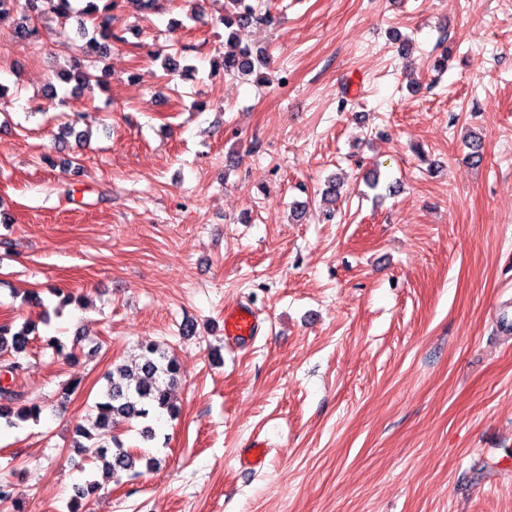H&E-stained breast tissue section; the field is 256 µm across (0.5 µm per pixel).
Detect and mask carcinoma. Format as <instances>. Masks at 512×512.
Returning <instances> with one entry per match:
<instances>
[{"label": "carcinoma", "mask_w": 512, "mask_h": 512, "mask_svg": "<svg viewBox=\"0 0 512 512\" xmlns=\"http://www.w3.org/2000/svg\"><path fill=\"white\" fill-rule=\"evenodd\" d=\"M41 0H0V13L3 11L21 12V21L13 34L19 38L37 42L42 38L39 24ZM54 12L69 18L88 16L93 29L79 22L78 32L87 38L86 49L90 55L103 53L110 48L112 41L123 42L122 32L112 28V4L100 7L97 0H83L85 5L76 9L74 0H48ZM231 8L225 11L220 22L227 35L224 44L223 69L226 74L248 76L255 72V66L266 67L268 58L256 61L251 59L248 47L236 42L235 31L253 23L270 21V16L261 14V4L256 0H228ZM60 79L71 85V94L77 95L81 89L99 82L89 67L79 62L72 69L61 74ZM35 325L25 322L20 326L12 323L0 324V352L9 354L4 364H0V425L16 428L21 424L40 418L42 407L37 404L22 403V393L13 387L15 376L26 370L24 359L30 352ZM79 340L67 346L58 336L47 339V346L54 350L58 358L66 364L76 362ZM143 353L132 365L121 364L105 374L106 384L93 406V414L88 423L75 427V447L83 459L95 468L85 471L82 482L73 486L67 502V512H92L94 500L104 486L122 476L136 477L139 471L137 462L144 455L126 449L124 442L115 430L122 425L141 424L139 434L143 441L154 439L155 432L149 424L150 418L160 413L177 415L174 391L181 381V367L177 359L156 343L142 346Z\"/></svg>", "instance_id": "obj_1"}]
</instances>
